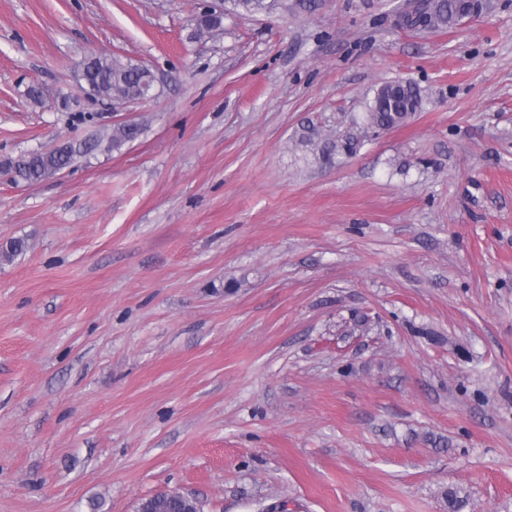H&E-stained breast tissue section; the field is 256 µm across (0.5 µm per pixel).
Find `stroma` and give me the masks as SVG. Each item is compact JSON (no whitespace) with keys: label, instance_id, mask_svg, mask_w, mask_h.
I'll use <instances>...</instances> for the list:
<instances>
[{"label":"stroma","instance_id":"35a3bbf8","mask_svg":"<svg viewBox=\"0 0 512 512\" xmlns=\"http://www.w3.org/2000/svg\"><path fill=\"white\" fill-rule=\"evenodd\" d=\"M401 2L0 0V512H512V0ZM93 54L156 97L86 95ZM397 79L421 110L322 162ZM469 0H407L399 12L406 29L436 30L457 25L468 15ZM142 133V128L138 123L125 122L112 128V134L109 135V141L112 149H120L127 143L136 140ZM96 145L90 142L67 143L47 152L25 153L10 162L15 181L34 183L71 167Z\"/></svg>","mask_w":512,"mask_h":512}]
</instances>
